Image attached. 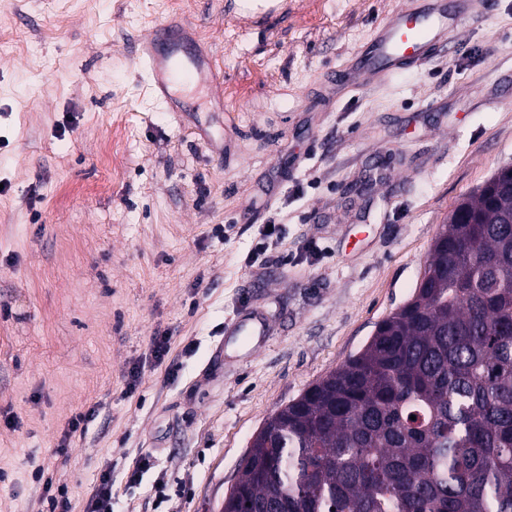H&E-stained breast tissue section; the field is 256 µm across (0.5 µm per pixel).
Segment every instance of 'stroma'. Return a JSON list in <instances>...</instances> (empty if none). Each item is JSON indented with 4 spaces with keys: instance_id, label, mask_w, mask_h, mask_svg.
I'll return each instance as SVG.
<instances>
[{
    "instance_id": "1",
    "label": "stroma",
    "mask_w": 512,
    "mask_h": 512,
    "mask_svg": "<svg viewBox=\"0 0 512 512\" xmlns=\"http://www.w3.org/2000/svg\"><path fill=\"white\" fill-rule=\"evenodd\" d=\"M405 4L0 0V512H47L38 468L70 512L106 470L112 512H220L267 417L411 297L456 204L512 166V0H470L453 54L335 91ZM170 16L224 80L185 117L134 67Z\"/></svg>"
}]
</instances>
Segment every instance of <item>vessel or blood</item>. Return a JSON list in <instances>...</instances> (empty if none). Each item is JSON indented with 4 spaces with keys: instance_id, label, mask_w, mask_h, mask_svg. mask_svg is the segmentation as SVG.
Masks as SVG:
<instances>
[{
    "instance_id": "obj_1",
    "label": "vessel or blood",
    "mask_w": 512,
    "mask_h": 512,
    "mask_svg": "<svg viewBox=\"0 0 512 512\" xmlns=\"http://www.w3.org/2000/svg\"><path fill=\"white\" fill-rule=\"evenodd\" d=\"M460 27L461 15L449 11L447 0H410L376 30L338 82L349 85L415 67L446 48L449 34ZM136 64L155 102L171 112L190 111L180 89L214 67L172 18L156 24L141 40Z\"/></svg>"
}]
</instances>
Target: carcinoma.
I'll list each match as a JSON object with an SVG mask.
<instances>
[{"instance_id":"cac0c4a2","label":"carcinoma","mask_w":512,"mask_h":512,"mask_svg":"<svg viewBox=\"0 0 512 512\" xmlns=\"http://www.w3.org/2000/svg\"><path fill=\"white\" fill-rule=\"evenodd\" d=\"M265 424L222 512H512V176L455 206L410 299Z\"/></svg>"}]
</instances>
